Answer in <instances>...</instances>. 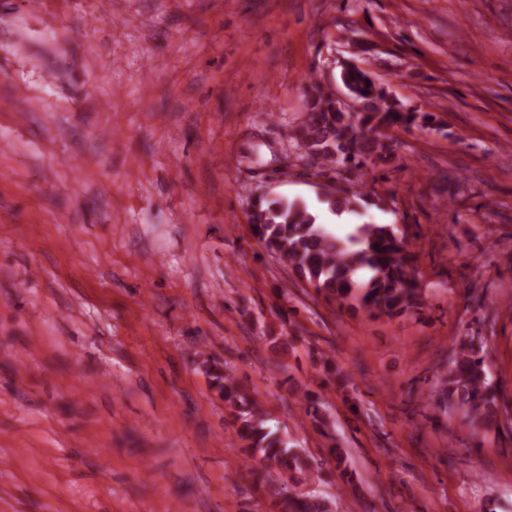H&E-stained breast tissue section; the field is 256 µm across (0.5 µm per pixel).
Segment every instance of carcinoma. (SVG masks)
<instances>
[{"mask_svg": "<svg viewBox=\"0 0 512 512\" xmlns=\"http://www.w3.org/2000/svg\"><path fill=\"white\" fill-rule=\"evenodd\" d=\"M341 81L349 96L362 104V111L347 106L321 85H309L305 118L287 127V139L295 148L316 160L326 170L354 172L368 162L391 157L387 130L420 131L434 128L435 116L406 112L399 101L376 86L371 75L353 65L343 69ZM365 200L363 192L341 189L321 199L328 212H354ZM250 224L255 239L268 252L288 264L298 276L313 285L326 301L353 300L372 315L395 316L420 305L415 255L394 224H356L345 237L316 223L307 205L285 197L260 195L251 204ZM214 386L233 407L239 424L238 439L251 457L277 468L263 480L268 495L288 512H333L331 502L321 497H297L284 476H310L308 460L288 446V441L263 426L262 406L245 387L229 375L213 377ZM445 384L466 407L473 419L495 420L496 402L487 380L483 357L473 347H460Z\"/></svg>", "mask_w": 512, "mask_h": 512, "instance_id": "cac0c4a2", "label": "carcinoma"}]
</instances>
